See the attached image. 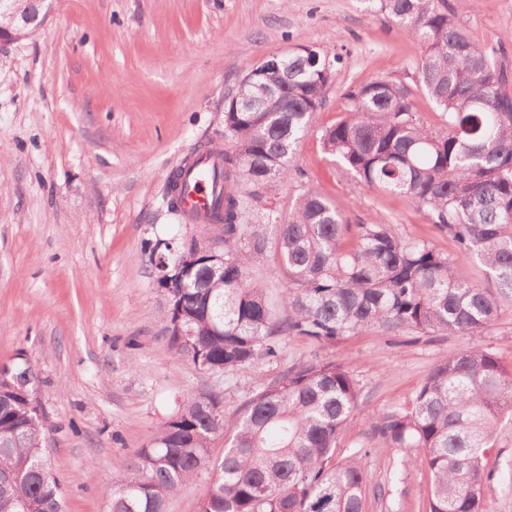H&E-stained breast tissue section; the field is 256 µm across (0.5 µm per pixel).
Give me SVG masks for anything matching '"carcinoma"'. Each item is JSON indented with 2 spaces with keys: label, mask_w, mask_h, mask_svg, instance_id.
Returning <instances> with one entry per match:
<instances>
[{
  "label": "carcinoma",
  "mask_w": 512,
  "mask_h": 512,
  "mask_svg": "<svg viewBox=\"0 0 512 512\" xmlns=\"http://www.w3.org/2000/svg\"><path fill=\"white\" fill-rule=\"evenodd\" d=\"M381 9L419 46L416 86L440 112L442 126L417 118L414 92L375 77L346 93V112L322 131L324 151L357 182L404 198L456 245L450 256L390 225L350 224L320 192L304 189L288 218L269 194L288 180L295 148L341 56L314 49L288 54V82L274 70L243 80L235 96L246 106L259 85L278 82L263 112H224L229 148L210 176L224 276L201 264L182 284L167 322L181 312L195 336L170 344L203 369L246 371L278 354L277 337L306 336L320 346L366 328L435 335L481 334L498 306L484 288L456 274L478 260L500 292L512 293V72L499 49L476 43L448 0H380ZM191 168L175 171L167 206ZM263 216L272 234L260 232ZM274 251V274L287 280L288 319L277 318L266 289L252 280L255 258ZM361 386L348 368L314 356L261 383L247 400L224 458L212 465L199 512H363L365 473L354 454L327 467ZM223 397L210 392L185 402L140 449L125 476L106 489L110 512H166L170 496L208 461L212 437L224 430ZM512 412V369L483 346L440 361L405 404L374 419L381 449L418 448L432 478L429 512H488L494 473L486 459L493 427ZM35 385L25 395L0 394V512H63L60 483L43 475V426Z\"/></svg>",
  "instance_id": "1"
}]
</instances>
